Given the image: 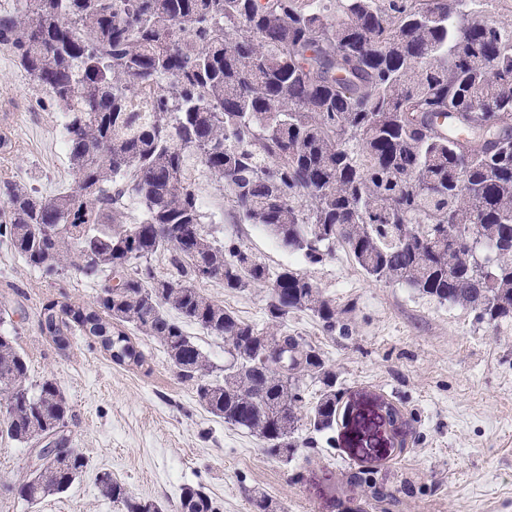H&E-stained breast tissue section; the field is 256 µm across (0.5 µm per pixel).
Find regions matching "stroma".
Here are the masks:
<instances>
[{"label":"stroma","instance_id":"stroma-1","mask_svg":"<svg viewBox=\"0 0 512 512\" xmlns=\"http://www.w3.org/2000/svg\"><path fill=\"white\" fill-rule=\"evenodd\" d=\"M61 115L9 54L0 52V182L28 178L51 195L71 182L59 148ZM204 229L219 244H236L271 269L304 274L345 308L349 335H326L309 313L288 327L319 347L336 373L346 409L334 433L299 427L291 462L264 454L259 441L202 409L190 384L169 365L162 346L133 334L146 357L120 366L85 336L61 350L41 333L50 300L87 303L94 283L68 274L48 279L0 244V309L27 356L28 388L55 379L72 408L68 433L89 467L66 491L31 506L15 492L29 476V447L0 433V512H123L103 498L96 475L111 472L133 496L176 503L183 487L203 486L220 512H252L248 494L265 491L281 512H512V321L489 328L469 308L442 305L403 284L368 277L344 247L312 263L261 227L231 224L213 182ZM203 293L243 320L265 327L267 288ZM400 407L395 436L379 424L381 402ZM375 472L393 501H375L351 476Z\"/></svg>","mask_w":512,"mask_h":512}]
</instances>
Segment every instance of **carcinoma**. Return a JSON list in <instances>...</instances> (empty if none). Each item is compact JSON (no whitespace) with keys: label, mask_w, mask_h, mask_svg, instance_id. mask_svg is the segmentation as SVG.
Returning a JSON list of instances; mask_svg holds the SVG:
<instances>
[{"label":"carcinoma","mask_w":512,"mask_h":512,"mask_svg":"<svg viewBox=\"0 0 512 512\" xmlns=\"http://www.w3.org/2000/svg\"><path fill=\"white\" fill-rule=\"evenodd\" d=\"M476 0H23L0 14L13 56L62 114L73 184L52 197L3 181L0 240L46 278L98 283L88 304L50 302L41 332H76L118 365L158 341L196 401L290 461L297 410L312 432L336 424L340 390L320 349L288 332L309 311L349 334L347 309L303 274L270 270L204 231L203 181L231 224L263 227L319 262L345 245L369 276L461 305L496 328L512 318V21ZM141 215L127 223V202ZM168 255L170 272L152 264ZM120 276L112 287L113 276ZM268 288L269 326L242 320L199 284ZM0 317V431L31 445L65 431L58 383L32 393L28 362ZM224 340L223 380L185 326ZM320 385L306 404L303 380ZM33 470L30 505L87 468L79 450ZM125 512H164L104 472ZM174 512H219L201 485Z\"/></svg>","instance_id":"carcinoma-1"}]
</instances>
